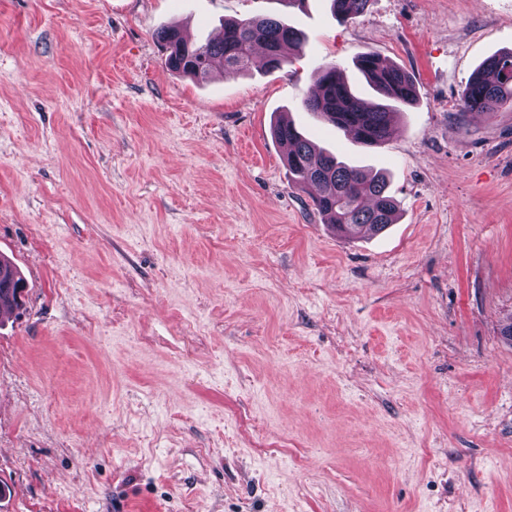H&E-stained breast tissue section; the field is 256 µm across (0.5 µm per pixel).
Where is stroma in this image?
Returning <instances> with one entry per match:
<instances>
[{
  "mask_svg": "<svg viewBox=\"0 0 512 512\" xmlns=\"http://www.w3.org/2000/svg\"><path fill=\"white\" fill-rule=\"evenodd\" d=\"M286 13L283 69L167 70L192 41ZM512 49V0H0V512H512V105L462 113ZM381 146L308 112L319 66L377 95ZM384 174L398 219L324 224L272 135Z\"/></svg>",
  "mask_w": 512,
  "mask_h": 512,
  "instance_id": "stroma-1",
  "label": "stroma"
}]
</instances>
